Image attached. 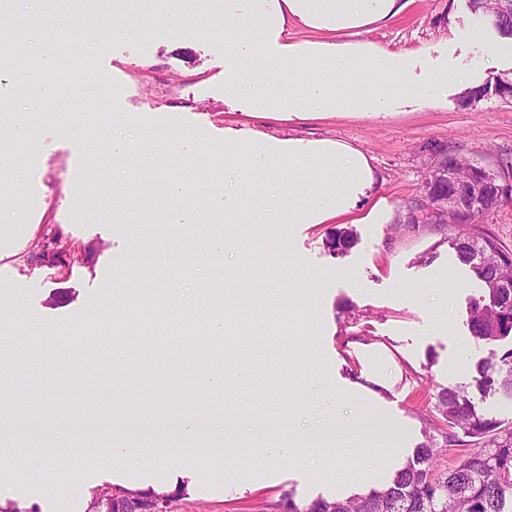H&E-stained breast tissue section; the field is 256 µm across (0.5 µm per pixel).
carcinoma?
Wrapping results in <instances>:
<instances>
[{"mask_svg":"<svg viewBox=\"0 0 512 512\" xmlns=\"http://www.w3.org/2000/svg\"><path fill=\"white\" fill-rule=\"evenodd\" d=\"M469 6L474 13L493 17L500 34L512 36V0H469ZM492 94L512 98V78L491 75L470 90L466 100ZM438 163L448 166L456 177L445 181L430 174L425 195L450 197L467 190L472 196V209L448 214L449 223L472 224L499 206L502 176L498 173L454 154L442 155ZM448 244L484 290L469 307L471 336L486 343L508 338L512 335V253L490 237L471 233H458L448 238ZM474 382L481 393L498 392L512 400V347L479 361ZM435 409L449 428L469 438L463 442L451 433L446 436L449 446L467 445L451 466L435 467L442 448L428 439L416 448L415 460L399 469L386 487L343 499L318 497L307 504H298L290 496L284 501L288 512H512V427L503 428L498 420L479 412L468 392L461 389H441ZM149 498L159 508L168 509L167 495L128 493L115 497L112 512H142Z\"/></svg>","mask_w":512,"mask_h":512,"instance_id":"carcinoma-1","label":"carcinoma"}]
</instances>
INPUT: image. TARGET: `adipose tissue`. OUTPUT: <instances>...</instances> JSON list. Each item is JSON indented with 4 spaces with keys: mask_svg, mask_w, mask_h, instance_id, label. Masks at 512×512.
I'll list each match as a JSON object with an SVG mask.
<instances>
[{
    "mask_svg": "<svg viewBox=\"0 0 512 512\" xmlns=\"http://www.w3.org/2000/svg\"><path fill=\"white\" fill-rule=\"evenodd\" d=\"M402 0H208L203 28L221 25L230 48L224 55V94L253 112L354 113L387 117L409 107L435 104L448 87L467 89L473 75L453 67L447 54L426 57L397 52L360 40L369 26L399 13ZM334 33L331 41H288V21ZM259 43L265 69L273 70L278 91L267 90L261 72L246 66L242 45ZM269 170L274 195L255 192L252 183L233 180L224 192L257 224H320L349 213L360 193L374 182L361 152L321 142L298 152L277 154ZM64 352L71 355L69 383L82 386L87 364L97 360V344L82 324L59 327Z\"/></svg>",
    "mask_w": 512,
    "mask_h": 512,
    "instance_id": "obj_1",
    "label": "adipose tissue"
}]
</instances>
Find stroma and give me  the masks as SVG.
<instances>
[{
    "label": "stroma",
    "instance_id": "1",
    "mask_svg": "<svg viewBox=\"0 0 512 512\" xmlns=\"http://www.w3.org/2000/svg\"><path fill=\"white\" fill-rule=\"evenodd\" d=\"M201 8L200 0H190L174 30L157 25L150 7L128 10L121 0H57L48 13L28 11L27 0H12L0 13L6 21L78 23L85 29L114 20L148 33L139 40L75 44L74 53L85 58L77 81L105 95L87 101L81 138L69 135L67 122L36 119L56 100L55 84L38 85L24 100L0 95V127L12 129L22 118L37 122L22 158L30 174L22 195L14 196L7 176L0 175V308L10 309L17 300L41 321L39 345L48 357L42 370L4 397L26 402L38 417L65 430H119L131 439L161 430L175 440L180 425L193 421L201 372L219 360L228 378L235 369L251 367L253 383L230 384L215 394L210 416L198 422L204 437L227 424L253 448L286 435L303 443L323 434H356L371 456L361 463L331 457L317 472L285 446L268 461L242 467L230 484L223 461L193 452L176 462L160 455L120 468L86 457L31 459L29 492L19 495L0 485V512H89L95 497L111 489L167 494L173 512H277L287 494L306 503L381 489L413 460L418 444L429 438L443 442L449 428L435 409V396L446 387L464 389L480 411L512 427V400L481 394L473 382L476 363L512 347V341L472 338L467 308L481 290L448 244L454 225L407 222L440 151L497 172L512 168V99L491 95L467 104L452 90L437 104L384 119L249 112L224 96L227 44L196 35ZM470 18L468 0H411L364 38L400 52L446 43L466 62L471 52L460 36ZM145 125L181 136L180 151L193 160L194 181L209 182L205 191H183L176 166L153 182L152 150L138 136ZM116 139L139 150L146 191L137 208L117 206L109 216H87L92 187L111 193L124 176L117 167L108 182H95L99 164L113 157ZM228 139L252 147L250 175L256 179L265 178L266 166L289 142L337 141L368 157L375 181L350 213L323 224L274 225L281 244L255 255L248 248L254 225L224 222V183L242 173L224 157ZM376 207L377 223H367ZM338 228L350 229L354 242L334 255L325 240ZM470 231L512 252V196ZM176 233L185 239L223 234L228 244L209 255L173 254L168 240ZM56 234L68 247L67 262L40 263L42 245ZM258 264L268 269L261 283L250 274ZM213 265L230 270L231 278L208 283L204 273ZM131 274L141 283L138 314L144 323L123 335L130 366L145 368L149 385L135 391L124 376L105 368L72 389L51 338L53 327L84 323L87 336L109 351L112 313L104 309V298L108 290L125 288ZM446 282L454 288L448 305L436 290ZM239 292L254 296L256 316L234 314L232 297ZM176 294L185 318L199 317L204 308L223 316V335L206 342L190 326L180 336L156 334ZM251 343L266 345L264 363L252 364L246 351ZM458 355L465 368L449 375L448 362ZM317 382L328 389L318 403L308 394Z\"/></svg>",
    "mask_w": 512,
    "mask_h": 512
}]
</instances>
